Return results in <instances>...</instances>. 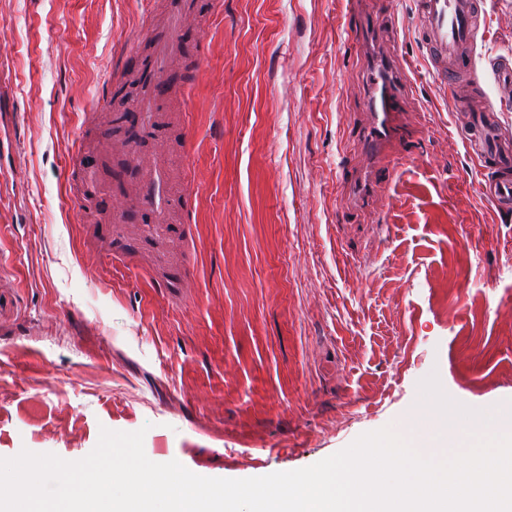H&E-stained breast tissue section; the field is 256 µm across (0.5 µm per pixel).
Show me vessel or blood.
Masks as SVG:
<instances>
[{
    "instance_id": "1",
    "label": "vessel or blood",
    "mask_w": 512,
    "mask_h": 512,
    "mask_svg": "<svg viewBox=\"0 0 512 512\" xmlns=\"http://www.w3.org/2000/svg\"><path fill=\"white\" fill-rule=\"evenodd\" d=\"M423 41L428 58L437 76L450 81L466 72L472 65L471 47L484 16L482 0H420ZM180 44L177 22L164 24L153 34L154 52L148 59H139L134 45L123 48L127 60H141L144 89L131 106L138 112L144 126L153 133H161L162 120L158 111L159 100L169 91L171 80L168 63ZM369 112L366 120L363 153L373 163V170L352 187L353 193L366 196L374 185L376 170L393 171L398 159L396 145L402 134L401 108L403 101L395 90V80L386 65H379L369 73ZM489 128L477 134L478 146L472 153L494 171L488 200L499 215H512V153L501 148L490 149L486 141L491 138ZM136 210L147 220L140 236L142 246L151 247L160 240H172L181 234V227L169 223L171 212H180L184 220H191L194 206L187 195L173 194L169 173L163 161H155L147 170L139 186L124 198L123 209L112 216L114 223H123L126 211Z\"/></svg>"
}]
</instances>
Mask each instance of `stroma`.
Instances as JSON below:
<instances>
[{
    "mask_svg": "<svg viewBox=\"0 0 512 512\" xmlns=\"http://www.w3.org/2000/svg\"><path fill=\"white\" fill-rule=\"evenodd\" d=\"M477 65L440 86L418 0H198L160 150L195 201L160 259L116 196L75 198L113 112L122 47L153 48L175 0H0V458L86 457L145 430L157 463L245 479L404 425L437 375L474 408L512 401V221L467 149L482 96L512 143V0H486ZM410 84L404 157L364 205L366 29ZM126 241L108 257L112 238Z\"/></svg>",
    "mask_w": 512,
    "mask_h": 512,
    "instance_id": "35a3bbf8",
    "label": "stroma"
}]
</instances>
